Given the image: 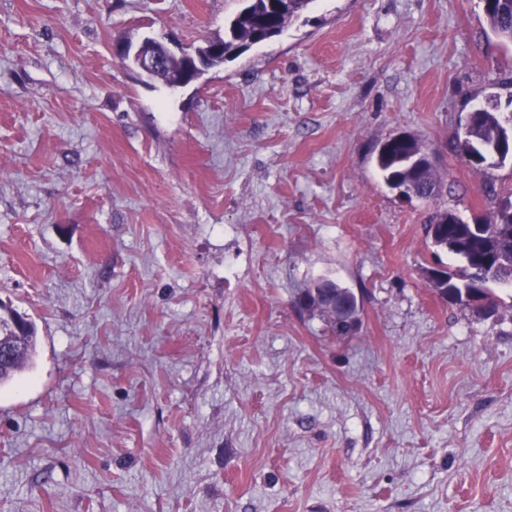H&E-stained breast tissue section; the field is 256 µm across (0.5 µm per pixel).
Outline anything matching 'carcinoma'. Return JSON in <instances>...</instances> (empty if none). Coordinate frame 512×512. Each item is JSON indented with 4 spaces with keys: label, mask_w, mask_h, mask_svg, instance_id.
Returning <instances> with one entry per match:
<instances>
[{
    "label": "carcinoma",
    "mask_w": 512,
    "mask_h": 512,
    "mask_svg": "<svg viewBox=\"0 0 512 512\" xmlns=\"http://www.w3.org/2000/svg\"><path fill=\"white\" fill-rule=\"evenodd\" d=\"M313 0H245L244 7L224 27V58L213 63L222 65L236 58L234 52L251 47L267 36L283 32L289 24L308 9ZM491 31L503 42L512 43V0H493L485 11ZM186 75L184 63L172 59L164 63L156 78L175 87ZM495 99L477 123L456 137L457 153L473 168L491 161L485 155L487 146L497 142L502 133V117ZM429 152L413 135L401 141H392L381 147L375 156L376 165L389 187L403 185L413 195L432 198L440 184L437 167L428 159ZM481 234L471 230V224L461 220L452 210H439L425 225L426 236L436 248L446 249L459 257L463 266L457 271H443L432 288L448 294L451 300L465 306L472 302L489 300L499 305L498 297L488 288L490 283L512 286V206L497 207L489 216L478 218ZM327 313L334 335H351V327L330 304L310 300ZM20 315L15 311L0 314V341L12 349L10 359L0 362V388L14 382L34 362L36 335L33 325L24 320L16 323Z\"/></svg>",
    "instance_id": "obj_1"
}]
</instances>
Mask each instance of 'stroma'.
<instances>
[{"label": "stroma", "instance_id": "1", "mask_svg": "<svg viewBox=\"0 0 512 512\" xmlns=\"http://www.w3.org/2000/svg\"><path fill=\"white\" fill-rule=\"evenodd\" d=\"M241 6L0 0V304L38 340L0 388V512H512V292L438 297L458 260L424 230L512 191L454 150L512 45L482 0H313L182 87L115 54ZM399 132L434 199L385 184ZM321 279L354 336L298 305ZM380 145L376 148V165L388 187L405 185L415 196L431 199L435 196L434 190L440 184L438 169L414 135L407 133L405 139L392 141L379 150Z\"/></svg>", "mask_w": 512, "mask_h": 512}]
</instances>
